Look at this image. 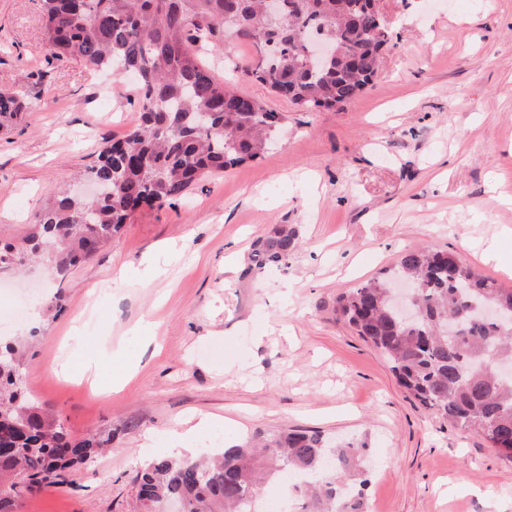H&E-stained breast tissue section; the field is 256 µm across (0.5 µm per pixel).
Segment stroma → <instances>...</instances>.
Returning a JSON list of instances; mask_svg holds the SVG:
<instances>
[{
  "mask_svg": "<svg viewBox=\"0 0 512 512\" xmlns=\"http://www.w3.org/2000/svg\"><path fill=\"white\" fill-rule=\"evenodd\" d=\"M380 12L379 71L333 110H298L247 77L251 44L205 54L282 115L273 147L136 213L65 280L45 263L0 271L19 287L0 300V336H27L17 302L60 298L30 350L28 398L72 439L107 443L65 482L21 493L15 512H151L133 485L142 444L170 455L172 431L204 415L228 445L292 428L366 439L368 512H512V465L408 397L336 314L339 294L414 249L454 252L512 289V0H380ZM1 89L28 107L0 130V245L31 233L57 188L82 193L99 151L140 117L128 77L52 59L39 0H0ZM280 224L300 247L250 270L255 242ZM104 344L132 363L120 384L109 364L91 379L56 375L61 354Z\"/></svg>",
  "mask_w": 512,
  "mask_h": 512,
  "instance_id": "35a3bbf8",
  "label": "stroma"
}]
</instances>
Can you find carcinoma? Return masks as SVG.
<instances>
[{
    "instance_id": "carcinoma-1",
    "label": "carcinoma",
    "mask_w": 512,
    "mask_h": 512,
    "mask_svg": "<svg viewBox=\"0 0 512 512\" xmlns=\"http://www.w3.org/2000/svg\"><path fill=\"white\" fill-rule=\"evenodd\" d=\"M41 2L54 57L77 59L93 71L135 74L141 109L140 123L89 168V178L112 193L58 195L21 244L0 248V266L43 259L62 280L112 240L138 204L162 207L183 197L198 177L259 157L278 133L275 113L224 85L200 50L223 51L227 34L250 42L258 61L247 75L297 108L318 112L358 97L378 73L380 48L388 43L381 16L367 11L369 0H282L273 19L259 18L260 0ZM310 36L339 47L341 57L309 66ZM24 108L23 96L0 94V129L11 127ZM297 247L296 229L278 225L255 245L252 266L284 264ZM394 275L416 280L419 322L396 320L388 280L378 278L338 296L339 318L380 351L420 405L491 448H512V384H502L497 371L512 364V323L469 319L472 308L485 305L512 314V290L450 252L410 250ZM24 365L21 342L0 341V419L31 426L0 453V512H14L21 489L62 481L66 469L103 445L70 440L50 411L27 400ZM370 455L365 441L332 446L317 432L282 431L257 445L157 458L135 484L147 504L172 497L182 512H252L258 490L293 474L302 478L294 486L300 512H364Z\"/></svg>"
}]
</instances>
